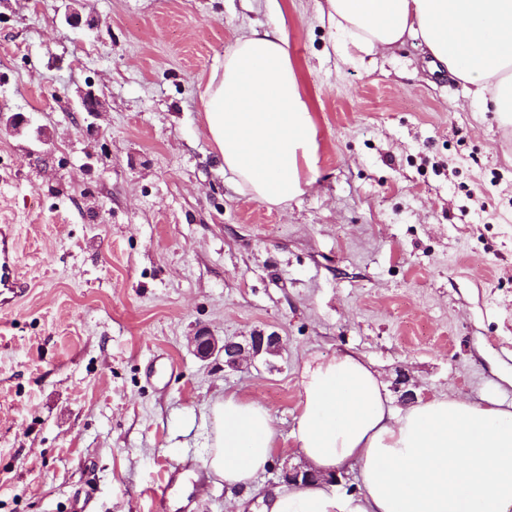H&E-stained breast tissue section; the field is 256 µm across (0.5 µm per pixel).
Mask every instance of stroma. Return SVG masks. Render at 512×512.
Masks as SVG:
<instances>
[{"instance_id":"obj_1","label":"stroma","mask_w":512,"mask_h":512,"mask_svg":"<svg viewBox=\"0 0 512 512\" xmlns=\"http://www.w3.org/2000/svg\"><path fill=\"white\" fill-rule=\"evenodd\" d=\"M0 0V225L26 291L0 311V512H232L209 407L288 437L305 364L351 350L416 399L512 404V126L419 41L346 62L323 0ZM284 17L317 130L271 206L224 173L200 95ZM94 91L95 117L77 109ZM24 114L27 125L13 128ZM277 332L241 369L204 332Z\"/></svg>"}]
</instances>
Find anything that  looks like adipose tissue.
<instances>
[{
    "instance_id": "ef3b65f1",
    "label": "adipose tissue",
    "mask_w": 512,
    "mask_h": 512,
    "mask_svg": "<svg viewBox=\"0 0 512 512\" xmlns=\"http://www.w3.org/2000/svg\"><path fill=\"white\" fill-rule=\"evenodd\" d=\"M346 59L421 39L434 63L512 125V0H325ZM205 134L232 181L278 205L310 185L316 128L282 25L241 34L201 95ZM291 439L308 485L260 489L278 453L265 406L229 393L210 407L206 467L262 512H512V405L435 398L395 409L380 374L344 349L308 362ZM354 468L359 490L328 480Z\"/></svg>"
}]
</instances>
